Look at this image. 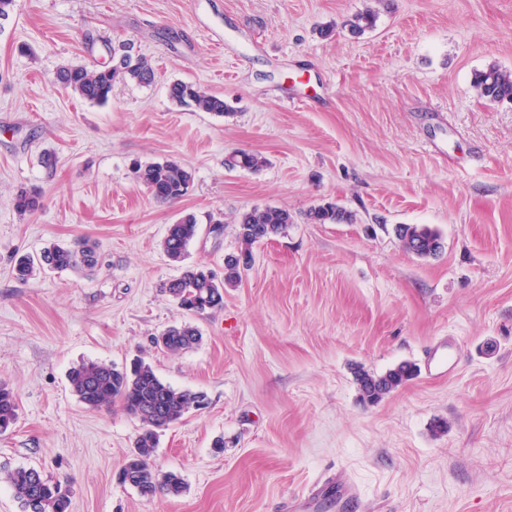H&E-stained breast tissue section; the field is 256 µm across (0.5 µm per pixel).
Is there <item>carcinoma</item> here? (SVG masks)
<instances>
[{"mask_svg":"<svg viewBox=\"0 0 512 512\" xmlns=\"http://www.w3.org/2000/svg\"><path fill=\"white\" fill-rule=\"evenodd\" d=\"M376 10L366 8L347 21L354 35L372 28ZM110 61L93 68L85 65L63 66L57 80L81 98L95 103H106L117 82L134 81L140 85L154 82L155 73L149 61L142 56L116 63V50L109 47ZM473 87L479 97L490 103L512 102V70L491 65L474 73ZM168 96L179 106L222 116L229 111L223 99L203 91L200 87L175 81L168 87ZM263 158L247 151H233L225 156L224 166L229 170L256 169ZM136 181L150 195L163 202L181 199L188 191L192 174L178 161L170 159L133 166ZM15 207L22 213L34 214L44 207L41 192L21 190L15 197ZM313 224H350L354 215L346 209L328 202L312 208L307 214ZM293 223L292 214L282 207H254L240 214L237 220L238 255H229L224 262V279L216 280L211 270L203 266L184 269L180 276L166 284V292L178 308L188 314L203 315L224 305V288L234 287L241 280V266L237 256H252L253 246L283 233ZM196 217L187 214L168 226L162 248L173 262H181L188 245L196 238ZM396 236L404 248L418 256H436L441 252V236L425 225L402 224L396 227ZM98 259L92 245L80 240L72 246L53 243L37 257L22 256L12 268L16 279L25 281L44 268L75 269L81 272L96 268ZM202 340L199 330L189 323L171 326L154 338L153 344L161 350L180 353L196 347ZM417 368L402 362L383 375L364 369L355 371V382L360 398L375 404L416 375ZM68 381L74 395L92 409L109 407L114 402L141 422L134 450L122 469V481L136 488L141 496L152 498L158 493L177 496L184 489L180 475L174 472L159 474L151 465L158 447L159 432L179 422L192 409L200 408L205 394L190 389H178L164 382L153 367L143 359L130 366L118 368L111 363L86 361L72 367ZM18 418L17 398L8 386L0 382V435L11 430ZM3 479L13 491L22 512H70L71 490L68 482L44 476L35 468L18 467L3 471Z\"/></svg>","mask_w":512,"mask_h":512,"instance_id":"cac0c4a2","label":"carcinoma"}]
</instances>
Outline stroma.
Returning a JSON list of instances; mask_svg holds the SVG:
<instances>
[{
  "instance_id": "obj_1",
  "label": "stroma",
  "mask_w": 512,
  "mask_h": 512,
  "mask_svg": "<svg viewBox=\"0 0 512 512\" xmlns=\"http://www.w3.org/2000/svg\"><path fill=\"white\" fill-rule=\"evenodd\" d=\"M370 5L372 29L342 30ZM121 43L152 84L97 104L58 83ZM492 64L512 69V0H15L0 19V381L19 410L0 470L67 478L71 512H282L337 473L371 512H512V103L471 86ZM175 80L229 113L177 106ZM236 149L264 165L225 169ZM165 159L192 174L174 203L132 174ZM31 187L45 205L20 213ZM327 202L354 223H308ZM264 206L294 222L194 318L200 345L154 348L185 319L165 283L186 264L223 275L235 217ZM188 213L199 230L178 264L162 240ZM400 224L435 229L441 253L406 252ZM76 239L97 246L92 274L13 277L15 256ZM435 349L447 375L424 362ZM137 357L208 398L152 457L183 478L177 497L121 482L139 420L68 382L79 362ZM404 361L415 378L360 401L355 371Z\"/></svg>"
}]
</instances>
